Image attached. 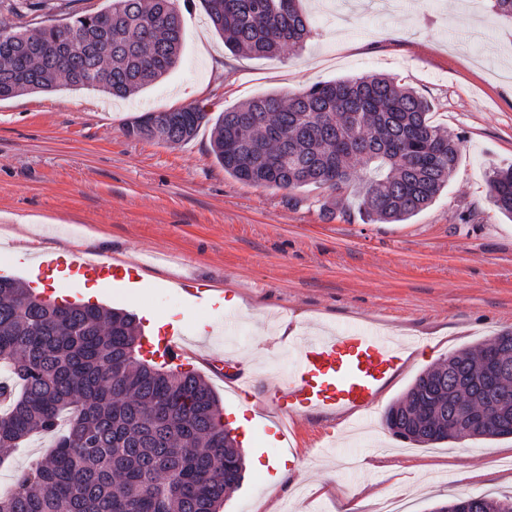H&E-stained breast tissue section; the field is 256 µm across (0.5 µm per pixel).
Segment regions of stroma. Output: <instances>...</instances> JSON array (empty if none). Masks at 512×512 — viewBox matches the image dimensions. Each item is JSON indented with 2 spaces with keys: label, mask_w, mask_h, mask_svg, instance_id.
<instances>
[{
  "label": "stroma",
  "mask_w": 512,
  "mask_h": 512,
  "mask_svg": "<svg viewBox=\"0 0 512 512\" xmlns=\"http://www.w3.org/2000/svg\"><path fill=\"white\" fill-rule=\"evenodd\" d=\"M105 5L46 0L22 10L0 0V28L62 24ZM176 6L180 62L144 91L115 99L61 88L0 101V229L41 249L83 240L87 251L140 262L139 288L109 289L101 304L140 316L148 337L160 332L145 319L149 310L191 334L206 320L215 339L193 348L188 366L204 375L229 422L242 400L211 365L233 353L259 381L255 412L276 415L269 394L288 374L279 321L308 334L364 327L427 342L369 417L297 416L282 453L301 471L273 488L247 466L220 512H372L390 492L408 512H430L452 497L511 495L512 437L420 448L395 438L383 412L427 367L512 328V219L488 198L493 170L512 165V24L487 0H302L311 21L303 46L255 58L225 49L201 0ZM371 74L413 87L432 103L434 123L461 141L447 189L404 222L363 216L372 173L358 161L345 211L331 217L321 209L324 190L289 193L225 173L210 150V126L176 145L123 131L147 112L199 104L215 116L268 93ZM189 280L241 299L232 333L224 308L185 300Z\"/></svg>",
  "instance_id": "stroma-1"
}]
</instances>
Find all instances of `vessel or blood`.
<instances>
[{
    "mask_svg": "<svg viewBox=\"0 0 512 512\" xmlns=\"http://www.w3.org/2000/svg\"><path fill=\"white\" fill-rule=\"evenodd\" d=\"M29 265L39 283L53 268L68 272L77 282L108 278L116 288L136 279L135 266L110 263L103 254L90 257L74 251L51 262L33 254ZM201 341V336L189 337L178 331L152 337L150 347L159 358L175 363L188 355L190 344ZM289 346L296 355L295 365L287 383L272 394L281 414L276 423L281 431L286 430L290 418L311 409L326 413L347 410L362 416L370 413L383 385L404 366L406 353L424 348L420 341L407 346L378 331L344 327L324 336H293Z\"/></svg>",
    "mask_w": 512,
    "mask_h": 512,
    "instance_id": "b4317fda",
    "label": "vessel or blood"
}]
</instances>
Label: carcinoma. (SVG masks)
I'll use <instances>...</instances> for the list:
<instances>
[{
  "label": "carcinoma",
  "instance_id": "carcinoma-1",
  "mask_svg": "<svg viewBox=\"0 0 512 512\" xmlns=\"http://www.w3.org/2000/svg\"><path fill=\"white\" fill-rule=\"evenodd\" d=\"M201 2L232 52L274 57L310 35L301 0ZM182 44L175 0H109L34 32L0 29V100L62 87L126 98L172 70ZM430 110L413 88L367 75L256 97L215 118L199 105L146 112L124 134L179 144L212 120L211 151L225 173L288 192L324 189L330 214L344 212L356 159L375 174L360 210L392 223L431 205L458 166L460 143L433 124ZM488 195L512 217V166L492 173ZM140 337L131 313L56 303L0 277V448L35 433L56 436L55 449L0 493V512H219L243 479L238 442L203 375L163 371L135 356ZM492 358L503 368L494 389L485 382ZM497 403L507 428L473 430L471 438L512 436V330L423 371L383 421L415 445L455 442L445 429L464 405L478 412ZM447 503L512 512V495Z\"/></svg>",
  "mask_w": 512,
  "mask_h": 512
}]
</instances>
